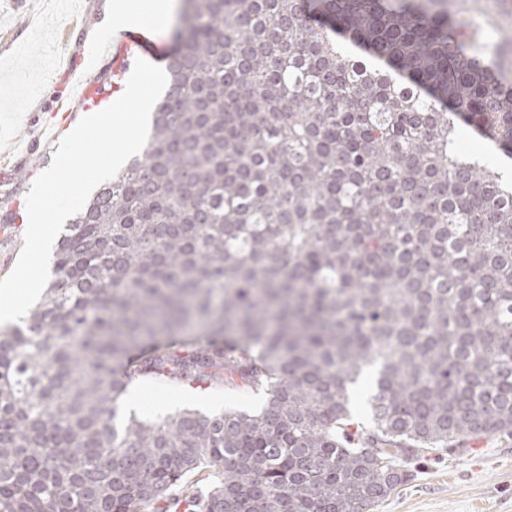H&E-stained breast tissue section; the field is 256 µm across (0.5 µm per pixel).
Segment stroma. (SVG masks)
<instances>
[{
    "label": "stroma",
    "instance_id": "stroma-1",
    "mask_svg": "<svg viewBox=\"0 0 512 512\" xmlns=\"http://www.w3.org/2000/svg\"><path fill=\"white\" fill-rule=\"evenodd\" d=\"M112 0H0V280L14 269L27 227L25 196L61 137L93 109L77 99L73 74L120 97L133 58L105 25ZM138 418L185 409L216 415L258 411L267 395L231 384L132 381ZM411 478L372 512H512V437L487 436L469 451L437 448L405 460Z\"/></svg>",
    "mask_w": 512,
    "mask_h": 512
}]
</instances>
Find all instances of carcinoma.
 I'll list each match as a JSON object with an SVG mask.
<instances>
[{"instance_id": "cac0c4a2", "label": "carcinoma", "mask_w": 512, "mask_h": 512, "mask_svg": "<svg viewBox=\"0 0 512 512\" xmlns=\"http://www.w3.org/2000/svg\"><path fill=\"white\" fill-rule=\"evenodd\" d=\"M507 2L182 0L142 156L0 329V512H359L512 436V171L462 144L512 152ZM143 377L267 401L118 419ZM370 377L362 373L358 379L357 384L351 387V396H352V414H353V422L358 424L360 427L368 426L369 417L365 411V401L367 398L368 392L365 390V381H367Z\"/></svg>"}]
</instances>
